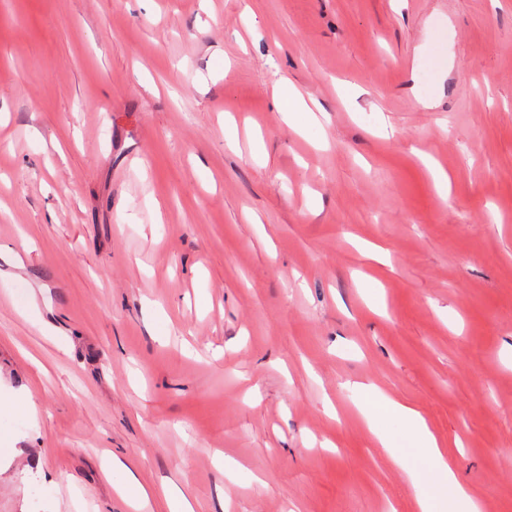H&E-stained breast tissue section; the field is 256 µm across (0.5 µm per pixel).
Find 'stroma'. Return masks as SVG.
Listing matches in <instances>:
<instances>
[{
  "label": "stroma",
  "instance_id": "1",
  "mask_svg": "<svg viewBox=\"0 0 512 512\" xmlns=\"http://www.w3.org/2000/svg\"><path fill=\"white\" fill-rule=\"evenodd\" d=\"M367 380L512 512V0H0V512H420ZM273 99L275 104L282 110L285 119L288 120L289 124H295L296 128H299L297 123L299 115L305 122H318L314 111L307 105L293 85L283 83L276 86L273 91ZM104 475L112 483L121 500L137 512H153L151 507L160 498L164 500V512H193L192 505L180 490L159 491L135 479L129 466L119 459L111 458L103 468Z\"/></svg>",
  "mask_w": 512,
  "mask_h": 512
}]
</instances>
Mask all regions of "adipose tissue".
<instances>
[{
	"instance_id": "ef3b65f1",
	"label": "adipose tissue",
	"mask_w": 512,
	"mask_h": 512,
	"mask_svg": "<svg viewBox=\"0 0 512 512\" xmlns=\"http://www.w3.org/2000/svg\"><path fill=\"white\" fill-rule=\"evenodd\" d=\"M355 390L363 394L364 399L359 410L368 424H375L383 414L396 416L410 425L412 435L424 457L428 468L434 472L441 483L451 489L448 499L450 512L459 507H467L468 512H479L478 505L462 486L455 470L448 461V452L430 431L421 413L414 407L385 395L375 384L355 383ZM104 475L112 483L121 500L133 512H152L156 501H163L165 512H193L192 505L178 490L159 491L135 479L129 466L119 459H110L104 467Z\"/></svg>"
}]
</instances>
